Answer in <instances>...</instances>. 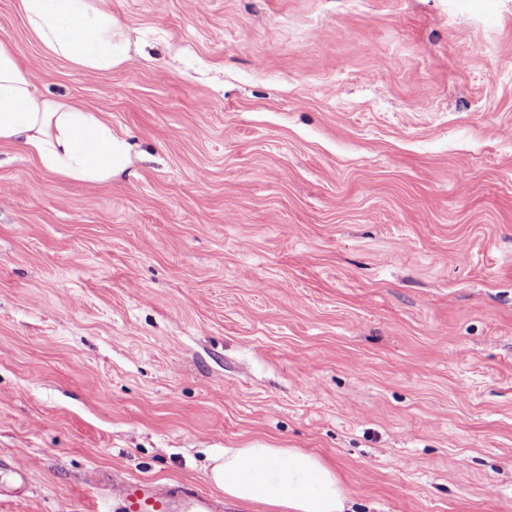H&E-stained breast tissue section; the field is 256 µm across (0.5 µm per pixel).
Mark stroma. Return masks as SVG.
<instances>
[{
	"mask_svg": "<svg viewBox=\"0 0 512 512\" xmlns=\"http://www.w3.org/2000/svg\"><path fill=\"white\" fill-rule=\"evenodd\" d=\"M108 2L92 75L0 0L131 154L89 184L0 142V512L212 493L254 442L353 512H512V0Z\"/></svg>",
	"mask_w": 512,
	"mask_h": 512,
	"instance_id": "obj_1",
	"label": "stroma"
}]
</instances>
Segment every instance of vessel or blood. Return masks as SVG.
Returning a JSON list of instances; mask_svg holds the SVG:
<instances>
[{
    "mask_svg": "<svg viewBox=\"0 0 512 512\" xmlns=\"http://www.w3.org/2000/svg\"><path fill=\"white\" fill-rule=\"evenodd\" d=\"M121 512H223L221 501L208 493L166 486L150 479L113 483Z\"/></svg>",
    "mask_w": 512,
    "mask_h": 512,
    "instance_id": "1",
    "label": "vessel or blood"
}]
</instances>
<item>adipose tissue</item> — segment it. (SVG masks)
Returning a JSON list of instances; mask_svg holds the SVG:
<instances>
[{
  "label": "adipose tissue",
  "mask_w": 512,
  "mask_h": 512,
  "mask_svg": "<svg viewBox=\"0 0 512 512\" xmlns=\"http://www.w3.org/2000/svg\"><path fill=\"white\" fill-rule=\"evenodd\" d=\"M27 24L52 55L91 74L111 72L129 40L108 0H21ZM0 141L21 144L47 171L105 183L129 163L99 113L62 99L37 96L17 50L0 40ZM214 484L229 500L261 504L268 512H352L335 469L296 448H228L215 456Z\"/></svg>",
  "instance_id": "1"
}]
</instances>
